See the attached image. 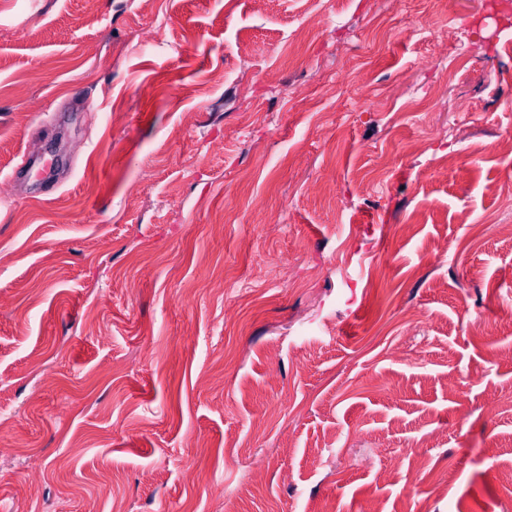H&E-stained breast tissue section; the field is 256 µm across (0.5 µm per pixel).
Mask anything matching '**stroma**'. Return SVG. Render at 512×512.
I'll use <instances>...</instances> for the list:
<instances>
[{
    "instance_id": "35a3bbf8",
    "label": "stroma",
    "mask_w": 512,
    "mask_h": 512,
    "mask_svg": "<svg viewBox=\"0 0 512 512\" xmlns=\"http://www.w3.org/2000/svg\"><path fill=\"white\" fill-rule=\"evenodd\" d=\"M372 507L512 512V4L0 0V512Z\"/></svg>"
}]
</instances>
